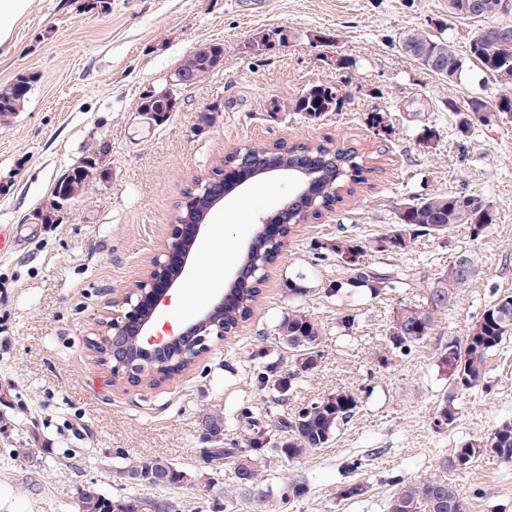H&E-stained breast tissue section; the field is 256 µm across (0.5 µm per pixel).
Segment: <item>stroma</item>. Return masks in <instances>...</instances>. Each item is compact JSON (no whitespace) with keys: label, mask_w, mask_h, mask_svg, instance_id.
<instances>
[{"label":"stroma","mask_w":512,"mask_h":512,"mask_svg":"<svg viewBox=\"0 0 512 512\" xmlns=\"http://www.w3.org/2000/svg\"><path fill=\"white\" fill-rule=\"evenodd\" d=\"M466 50L478 26L448 15V0H32L0 44V87L30 76L19 112L0 117V230L16 237L0 251V512H77L78 490L134 491L117 473L139 460L163 459L189 475L177 488H144L141 496L169 501L176 512H385L394 480L418 482L440 472L453 448L491 433L512 418V340L487 360L484 385L454 391L436 365L448 342L462 339L495 300L512 295V118L472 122L460 133L473 97L492 100L494 81L467 65L449 83L397 47L401 32L434 31ZM290 32L285 45L251 52L249 38ZM330 35L327 43L316 33ZM224 45V65L182 88L163 124L137 112L143 94L166 86L183 57L208 43ZM346 61L341 69L327 57ZM347 92L341 111L311 121L291 112L292 99L316 83ZM222 111L213 123L202 116ZM384 126H373L374 114ZM435 130L434 148L422 143ZM369 153L367 184L333 209L297 225L269 265L252 314L239 330L214 342L182 375L160 386L112 379L86 344L122 289L140 280L170 236V226L195 177L210 175L226 153L250 144L315 143ZM96 158L110 172L58 214L37 220L59 176ZM467 190L491 202L498 219L479 240L456 228L416 239L400 253L370 249L367 261L405 279L379 295L324 292L347 276L329 246L339 239L367 243L384 234L403 202L426 194ZM296 190L287 176L260 179L209 212L207 224L230 225L227 248L201 242L191 278L204 295L225 287L259 225ZM470 248L476 276L459 291L421 347L392 352L385 328L393 311L424 303L454 251ZM304 295H291L289 281ZM309 312L323 327L322 360L296 374L292 352L276 328L291 310ZM356 317L352 330L340 320ZM295 373L287 403L262 389L266 365ZM345 388L360 409L326 447L290 462L272 455L257 477L238 488L232 460L213 466L210 448L244 447L263 434L278 439L279 415ZM453 396L455 422L436 429L434 413ZM223 418L212 437L207 415ZM40 437V465L17 451ZM356 470H349L351 462ZM466 512H512V463L484 457L449 471ZM365 495L347 498L349 484ZM303 492L293 496L291 485Z\"/></svg>","instance_id":"35a3bbf8"}]
</instances>
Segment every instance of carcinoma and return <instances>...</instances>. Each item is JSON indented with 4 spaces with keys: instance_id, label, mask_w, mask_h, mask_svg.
I'll return each instance as SVG.
<instances>
[{
    "instance_id": "obj_1",
    "label": "carcinoma",
    "mask_w": 512,
    "mask_h": 512,
    "mask_svg": "<svg viewBox=\"0 0 512 512\" xmlns=\"http://www.w3.org/2000/svg\"><path fill=\"white\" fill-rule=\"evenodd\" d=\"M501 0H474L477 9L473 12L463 9H448L450 16L478 22L481 27L469 41L467 55H462L455 43L444 37L420 29L403 32L398 40L402 53L423 68L444 80L455 82L461 79L466 61L477 63L482 71L492 77L498 85L497 96L492 101V109L498 115L512 117V52L505 57L495 54L493 38L496 29L504 24L500 9ZM210 72L204 59L192 53L181 60L175 75ZM29 92V79L19 76L9 86L0 89V116L19 111ZM346 101L343 89L331 82L309 87L295 98L291 111L300 112L308 120H318L328 112L340 111ZM137 110L155 112L160 121L170 116V104L163 99L141 100ZM250 154L260 160L257 168H262L263 159H277L283 166L299 164L306 169H315L322 174L323 185L316 197L318 207L311 204L293 208L288 229L306 222L343 201V194L351 195L354 186L368 182V175L375 168L365 165V154L356 147L345 148L332 143L297 144L287 147L282 143L273 146V151H258L252 147L236 148L224 156V165L234 167L241 156ZM92 177L88 164L65 171L55 182L53 192L66 191L74 197L85 192ZM496 223L494 207L465 191L448 194H427L403 203L397 210L395 224L387 233L377 239L382 250L401 252L406 250L419 235H444L456 227L468 230L473 240H478L490 225ZM330 249L344 261L349 255L359 260L347 266L349 278L342 282H328L324 292L335 295L346 288H366L379 294L389 286L394 278L384 271L361 260L367 245L351 239L338 240L330 244ZM451 272L448 277L436 278L427 292L422 305H403L397 308L386 327V340L390 348L408 354L433 329L440 314L448 309L459 288L465 286L476 275V262L471 250L460 248L454 252L448 264ZM260 295L258 288H244L235 307L224 312V331L230 332L251 315V304ZM279 336L288 337V348L293 359L303 358L301 371L310 373L318 367L322 359V327L307 312L293 311L281 318L277 324ZM512 336V296L506 295L486 309L481 317L461 341H451L437 359L439 367L449 371V378L457 391H466L484 384L486 360L489 353L499 348L503 341ZM294 377L277 373L269 366L259 376L262 386L280 397H287L293 388ZM359 409L356 393L338 389L317 398L301 408L294 418L286 423L288 435L278 441L266 436L252 438L246 447L233 451L230 448H216L210 458L219 462L234 458L236 478L241 485H250L257 476L256 465L268 452L273 451L290 462L328 444L338 426L349 421ZM456 420V408L450 399L439 405L433 425L451 426ZM483 455L502 462H512V420H505L492 432L482 438L473 439L454 450L449 461L442 462V469L450 467L463 470L472 461ZM119 474L138 486L178 487L188 480V474L166 460L152 459L134 464ZM396 491L386 504L387 512H463L464 504L461 489L445 474H436L423 481L395 482ZM172 505L167 501L146 498L139 495L112 497L100 492L92 485L84 486L78 495V512H171Z\"/></svg>"
}]
</instances>
